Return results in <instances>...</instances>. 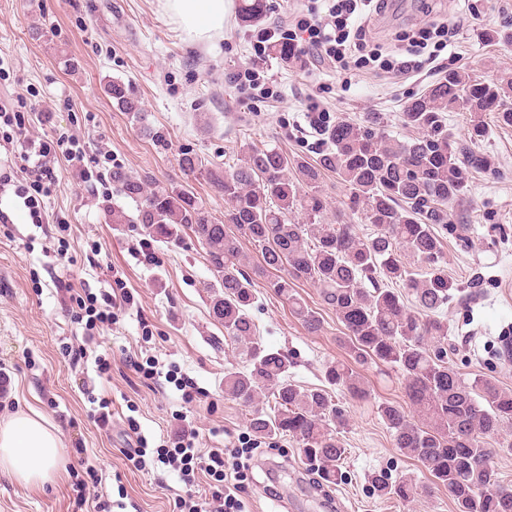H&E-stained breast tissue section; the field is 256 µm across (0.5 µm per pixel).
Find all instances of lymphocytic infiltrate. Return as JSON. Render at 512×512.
I'll return each mask as SVG.
<instances>
[{
  "mask_svg": "<svg viewBox=\"0 0 512 512\" xmlns=\"http://www.w3.org/2000/svg\"><path fill=\"white\" fill-rule=\"evenodd\" d=\"M387 5L388 0H316L292 20L299 54L339 72L347 70L350 59L355 58L376 77L409 78L434 63V56L425 53L432 39L457 34V24L434 19L404 34L402 42L389 52H381L371 46L369 34L375 17ZM0 123L9 129L0 136L9 152L0 183L10 184L17 172L26 175L25 183L14 185L15 194L33 223L49 221L45 200L55 189L57 164L78 169L84 182L98 181L99 172L90 165L85 145L77 136L60 131L46 140L31 136L27 115L20 105L7 100H0ZM130 301L121 286L98 295L76 292L71 296L75 306L71 318L86 329L104 330L118 320ZM197 440L198 430L191 425L184 427L175 441L154 448L140 436L124 449V462L138 472L164 467L174 473L183 485L182 495L175 500L177 512H247L240 490L251 469L253 449L204 451Z\"/></svg>",
  "mask_w": 512,
  "mask_h": 512,
  "instance_id": "lymphocytic-infiltrate-1",
  "label": "lymphocytic infiltrate"
}]
</instances>
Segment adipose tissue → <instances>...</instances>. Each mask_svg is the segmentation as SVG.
Masks as SVG:
<instances>
[{"label": "adipose tissue", "instance_id": "ef3b65f1", "mask_svg": "<svg viewBox=\"0 0 512 512\" xmlns=\"http://www.w3.org/2000/svg\"><path fill=\"white\" fill-rule=\"evenodd\" d=\"M187 38L207 44L224 30V0H165ZM60 429L37 411L0 420V474L34 486L50 481L61 456Z\"/></svg>", "mask_w": 512, "mask_h": 512}]
</instances>
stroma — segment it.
<instances>
[{
  "label": "stroma",
  "mask_w": 512,
  "mask_h": 512,
  "mask_svg": "<svg viewBox=\"0 0 512 512\" xmlns=\"http://www.w3.org/2000/svg\"><path fill=\"white\" fill-rule=\"evenodd\" d=\"M238 7L239 0H226L223 34L198 45L166 12L164 0H0V51L12 65L0 80V97L36 96L32 135L68 129L86 141L89 155L111 151L126 171L147 172L191 191L219 219L223 197L204 177L183 174L182 151L229 167L239 163L241 144L250 142L315 160L321 138L306 117L314 103L328 108L335 121L359 122L376 112L387 134L413 136L402 114L435 83L425 72L393 81L354 63L340 73L324 66L307 71L273 53L266 70L276 96L257 97L237 86L233 74L255 55L251 28L241 22ZM438 16L464 23L454 48L431 45L439 61H452L454 69L486 83L512 76V44L485 37L512 29V0H390L374 22L376 40L390 47L405 31ZM67 58L73 68L64 67ZM110 78L130 84L166 146L143 136L105 96L102 87ZM485 121L488 135L479 149L488 167L473 175L454 227L437 230L453 285L441 315L448 321V359L461 377L489 378L512 389V127L499 125L491 114ZM57 177L46 207L65 219L62 229L31 223L13 186H0V211L10 218L0 223V419L33 408L63 431L58 478L24 486L0 476V512H73L70 467L77 447L86 449L102 477L97 494L121 501V512H172L182 491L177 476L130 471L121 450L140 435L156 447L187 420L198 427L201 448H254L243 494L250 512H324L325 499L336 501L333 512H454L443 491L411 503L374 493L376 475L425 483L429 473L395 447L379 414L381 403H408L396 370L361 366L370 388L364 400L328 387L326 367L347 357L345 329L318 288L295 285L322 321L318 332H308L261 279L252 316L263 345L288 355L291 381L329 389L348 411L340 434L346 478L323 485L312 482L295 439L258 436L249 425L253 410L225 397V371L243 368L245 361L209 313L205 286L213 275L197 241L188 235L167 244L138 225L111 223L102 209L110 196L105 187H90L64 165ZM117 276L133 304L111 330L88 342L87 361L72 364L63 346L84 333L68 315L72 290L97 294ZM104 352L112 359L107 379L97 377L92 361ZM131 357L158 359L193 378L203 392L200 403H184L174 384L135 374L126 364ZM104 400L112 423L103 429L95 418ZM130 415L139 434L128 430Z\"/></svg>",
  "instance_id": "35a3bbf8"
}]
</instances>
